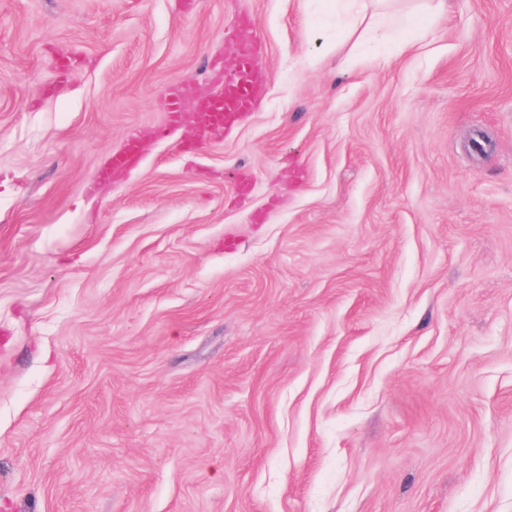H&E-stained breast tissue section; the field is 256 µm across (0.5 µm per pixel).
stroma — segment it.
Returning <instances> with one entry per match:
<instances>
[{
	"mask_svg": "<svg viewBox=\"0 0 512 512\" xmlns=\"http://www.w3.org/2000/svg\"><path fill=\"white\" fill-rule=\"evenodd\" d=\"M359 8L0 0V512H512V0ZM415 19L411 16L400 18L397 21L386 16H376L369 24L367 39L368 46L373 48L376 57L382 63H387L395 54L410 45L408 38ZM237 46V76L233 81H225L218 76V90L215 96L224 95V129L231 126L244 112H250L260 96L262 77L257 67V44L248 24L237 25L228 36Z\"/></svg>",
	"mask_w": 512,
	"mask_h": 512,
	"instance_id": "stroma-1",
	"label": "stroma"
}]
</instances>
